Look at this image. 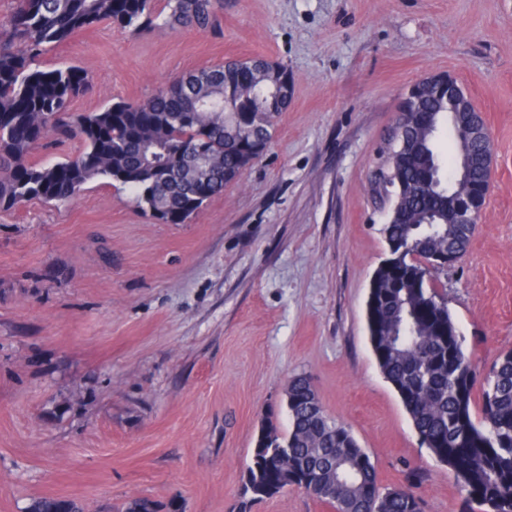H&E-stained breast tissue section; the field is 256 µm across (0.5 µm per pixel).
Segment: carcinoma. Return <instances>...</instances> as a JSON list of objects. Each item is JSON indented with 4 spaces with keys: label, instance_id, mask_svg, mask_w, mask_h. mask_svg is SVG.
Here are the masks:
<instances>
[{
    "label": "carcinoma",
    "instance_id": "1",
    "mask_svg": "<svg viewBox=\"0 0 512 512\" xmlns=\"http://www.w3.org/2000/svg\"><path fill=\"white\" fill-rule=\"evenodd\" d=\"M216 0H166L185 28L213 24ZM152 0H14L0 24V208L32 200L65 203L98 177L135 195L137 206L168 224H182L205 201L250 167L254 142L272 138L288 101L256 80L263 67L238 60L177 75L140 103L117 102L74 114V98L90 84L77 66L43 67L40 59L76 33L110 21L141 31L154 24ZM426 125L405 117L394 128L416 147L399 174L406 183V219L382 232L390 258L374 272L366 302L369 341L384 378L398 393L419 437L465 491L459 512H512V350L481 379L467 360L447 304L421 277L432 255L466 254L473 224L448 223V188L460 154L441 162L436 139L448 124L446 102L421 97ZM79 143L62 161L43 166L32 150ZM470 174H486L484 146L471 149ZM288 429L269 423L257 436L242 487L274 496L304 486L334 512H425L411 487L383 489L369 455L348 429L331 420L310 378L292 379ZM180 512L145 497L123 512ZM29 512H82L73 499L44 497Z\"/></svg>",
    "mask_w": 512,
    "mask_h": 512
}]
</instances>
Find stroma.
<instances>
[{
  "label": "stroma",
  "instance_id": "obj_1",
  "mask_svg": "<svg viewBox=\"0 0 512 512\" xmlns=\"http://www.w3.org/2000/svg\"><path fill=\"white\" fill-rule=\"evenodd\" d=\"M101 23L50 51L91 90L72 112L139 102L170 76L234 59L288 67L292 98L264 157L185 223L110 179L69 204L0 210V512L136 497L231 512L266 421L312 379L382 487L427 479L426 512L463 493L421 445L369 343L366 301L388 257L381 188L399 105L446 73L488 126L496 166L465 256L429 279L488 373L512 349V0H221L216 23ZM251 512H333L290 487ZM29 512H82V507L73 499L44 497L33 501Z\"/></svg>",
  "mask_w": 512,
  "mask_h": 512
}]
</instances>
